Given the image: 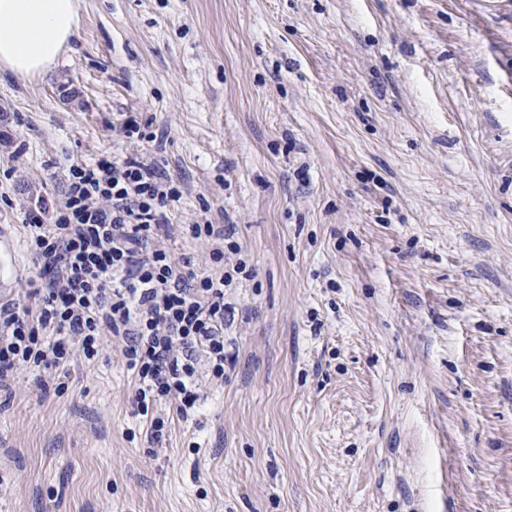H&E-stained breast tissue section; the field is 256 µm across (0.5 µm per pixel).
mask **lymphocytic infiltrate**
Segmentation results:
<instances>
[{
	"instance_id": "1",
	"label": "lymphocytic infiltrate",
	"mask_w": 512,
	"mask_h": 512,
	"mask_svg": "<svg viewBox=\"0 0 512 512\" xmlns=\"http://www.w3.org/2000/svg\"><path fill=\"white\" fill-rule=\"evenodd\" d=\"M61 200L37 197L25 212L35 264L49 280L23 299L0 303V393L22 370L62 372L74 358L95 359L103 333L121 344L135 378L137 415L163 437L154 410L174 403L182 418L200 399V378L223 383L224 290L246 265L231 224L185 225L191 238L217 241L213 271L175 256L169 212L181 198L173 180L145 159H100L69 166Z\"/></svg>"
}]
</instances>
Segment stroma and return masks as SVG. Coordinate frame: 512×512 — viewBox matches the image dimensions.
<instances>
[{
    "label": "stroma",
    "instance_id": "stroma-1",
    "mask_svg": "<svg viewBox=\"0 0 512 512\" xmlns=\"http://www.w3.org/2000/svg\"><path fill=\"white\" fill-rule=\"evenodd\" d=\"M136 117L146 140L115 136ZM0 233L151 156L236 227L233 358L154 442L112 340L0 405V512H512V0H78L0 72Z\"/></svg>",
    "mask_w": 512,
    "mask_h": 512
}]
</instances>
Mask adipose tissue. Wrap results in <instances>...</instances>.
<instances>
[{
	"mask_svg": "<svg viewBox=\"0 0 512 512\" xmlns=\"http://www.w3.org/2000/svg\"><path fill=\"white\" fill-rule=\"evenodd\" d=\"M76 0H0V70L39 75L57 60L77 29Z\"/></svg>",
	"mask_w": 512,
	"mask_h": 512,
	"instance_id": "ef3b65f1",
	"label": "adipose tissue"
}]
</instances>
